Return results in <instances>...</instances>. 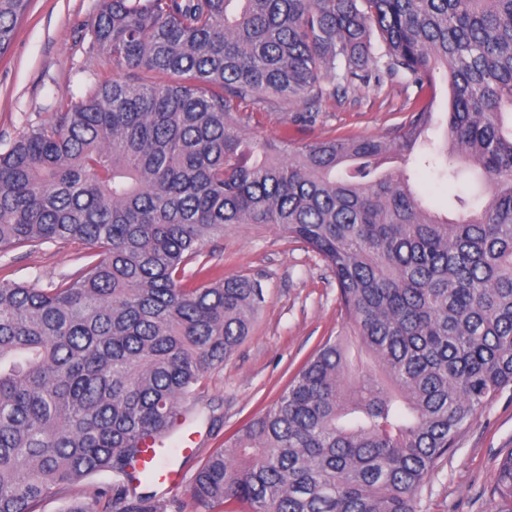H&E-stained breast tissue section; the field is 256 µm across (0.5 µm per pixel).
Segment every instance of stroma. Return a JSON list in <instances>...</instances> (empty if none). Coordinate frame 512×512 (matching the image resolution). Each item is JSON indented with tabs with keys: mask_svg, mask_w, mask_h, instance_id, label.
<instances>
[{
	"mask_svg": "<svg viewBox=\"0 0 512 512\" xmlns=\"http://www.w3.org/2000/svg\"><path fill=\"white\" fill-rule=\"evenodd\" d=\"M101 0H31L9 49L0 56V150L29 127L54 120L86 96L96 82L125 79L109 57L90 51V28ZM404 78H370L345 97H327L313 123L303 124V103L276 98L241 104L250 134L291 145L337 135L383 136L419 101ZM224 275L257 279L264 300L253 328L224 365L202 381L205 402L216 406L215 422H189L193 452L176 458L180 490H162L182 512H208L192 499L201 464L239 428L270 408L308 357L343 325L338 289L330 269L302 243L268 224H241L205 246ZM87 252L78 242L43 243L0 257V281L48 288L76 274ZM512 452V396L491 403L440 458L415 495L417 512H490L500 460Z\"/></svg>",
	"mask_w": 512,
	"mask_h": 512,
	"instance_id": "stroma-1",
	"label": "stroma"
}]
</instances>
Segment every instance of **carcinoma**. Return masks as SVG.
I'll return each mask as SVG.
<instances>
[{"mask_svg": "<svg viewBox=\"0 0 512 512\" xmlns=\"http://www.w3.org/2000/svg\"><path fill=\"white\" fill-rule=\"evenodd\" d=\"M30 0H0V55ZM379 41L372 42V34ZM92 45L129 78L0 151V256L87 245L50 288L0 282V512H167L132 475L147 438L215 408L201 382L249 335L263 289L211 276L206 243L270 224L331 270L342 330L193 478L208 508L416 512L458 435L512 392V0H102ZM448 83L389 138L293 150L250 135L240 105L345 95L368 70ZM141 72L169 77L137 82ZM476 190L456 217L411 167ZM205 278L195 288L184 281ZM112 473V482L90 478ZM491 512H512V452Z\"/></svg>", "mask_w": 512, "mask_h": 512, "instance_id": "carcinoma-1", "label": "carcinoma"}]
</instances>
